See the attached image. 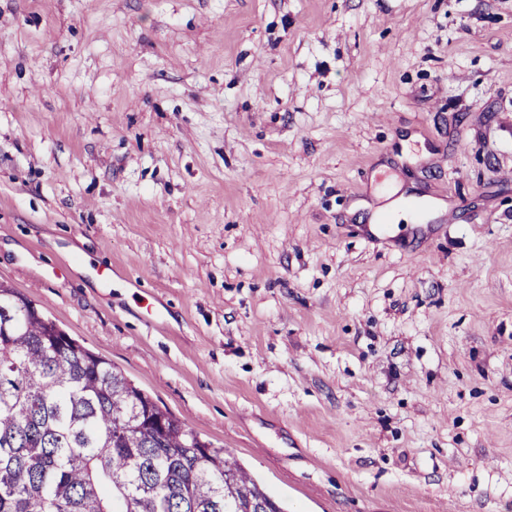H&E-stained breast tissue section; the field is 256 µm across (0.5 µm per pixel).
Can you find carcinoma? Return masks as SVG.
I'll return each instance as SVG.
<instances>
[{"mask_svg": "<svg viewBox=\"0 0 512 512\" xmlns=\"http://www.w3.org/2000/svg\"><path fill=\"white\" fill-rule=\"evenodd\" d=\"M262 512L226 448L0 282V512Z\"/></svg>", "mask_w": 512, "mask_h": 512, "instance_id": "1", "label": "carcinoma"}]
</instances>
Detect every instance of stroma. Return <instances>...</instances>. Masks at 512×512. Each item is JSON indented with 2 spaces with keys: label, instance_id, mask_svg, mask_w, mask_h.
<instances>
[{
  "label": "stroma",
  "instance_id": "stroma-1",
  "mask_svg": "<svg viewBox=\"0 0 512 512\" xmlns=\"http://www.w3.org/2000/svg\"><path fill=\"white\" fill-rule=\"evenodd\" d=\"M0 281L285 512H512V0H0Z\"/></svg>",
  "mask_w": 512,
  "mask_h": 512
}]
</instances>
